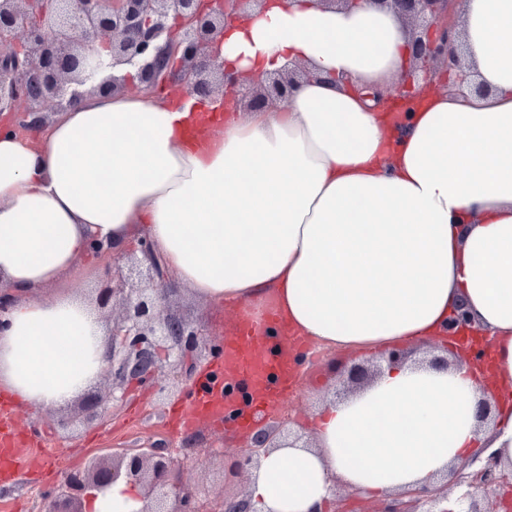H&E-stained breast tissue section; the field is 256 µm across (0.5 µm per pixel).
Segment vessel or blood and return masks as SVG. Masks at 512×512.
Segmentation results:
<instances>
[{
  "instance_id": "b4317fda",
  "label": "vessel or blood",
  "mask_w": 512,
  "mask_h": 512,
  "mask_svg": "<svg viewBox=\"0 0 512 512\" xmlns=\"http://www.w3.org/2000/svg\"><path fill=\"white\" fill-rule=\"evenodd\" d=\"M301 343L277 314L239 312L224 338L222 356L189 397L190 416L223 417L248 428L290 386V349ZM31 453L30 443L12 430L6 404L0 403V467L22 464Z\"/></svg>"
}]
</instances>
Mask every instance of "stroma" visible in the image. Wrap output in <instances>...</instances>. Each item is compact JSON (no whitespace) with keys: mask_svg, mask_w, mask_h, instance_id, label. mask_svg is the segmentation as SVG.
Here are the masks:
<instances>
[{"mask_svg":"<svg viewBox=\"0 0 512 512\" xmlns=\"http://www.w3.org/2000/svg\"><path fill=\"white\" fill-rule=\"evenodd\" d=\"M166 305L187 323L203 325L209 334V345L192 354L191 377H178L171 360L160 358L154 378L122 383L121 400L101 422L83 421L77 407L72 406L68 412L73 415V422L68 427L50 430L46 424L55 418V411L17 410L16 426L25 433L36 434L38 449L20 471L0 480V512H42L44 493L58 485L66 471L83 467L108 448H139L152 442L172 448L183 447L188 440L194 442L182 475L183 483L205 486L212 495L246 497L247 484L234 468L237 450L246 443V436L227 432L220 423H197L176 435L166 426L170 408L188 399L202 373L218 358L221 334L231 314L224 306L198 301L182 287L171 294ZM367 359L362 352L337 350L332 359L300 364L293 395L278 405L289 427L297 432L306 431L316 408L332 396L337 387L331 371L333 361L353 364Z\"/></svg>","mask_w":512,"mask_h":512,"instance_id":"1","label":"stroma"}]
</instances>
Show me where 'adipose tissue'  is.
<instances>
[{"mask_svg":"<svg viewBox=\"0 0 512 512\" xmlns=\"http://www.w3.org/2000/svg\"><path fill=\"white\" fill-rule=\"evenodd\" d=\"M462 32L485 94L437 82L414 111L361 94L409 62V32L373 0L346 11L267 0L219 43L249 76L313 72L286 106L205 123L139 89L68 106L37 140L0 132V388L62 409L102 376L108 332L81 298L92 238L144 231L172 280L213 305H271L307 340L378 353L443 342L466 305L472 349L446 368L384 370L314 414L248 481L251 512H323L336 486L383 499L433 487L467 457L512 465V0H465ZM489 398L492 417L475 409ZM140 486L92 492L85 512H140Z\"/></svg>","mask_w":512,"mask_h":512,"instance_id":"obj_1","label":"adipose tissue"}]
</instances>
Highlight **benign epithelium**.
Masks as SVG:
<instances>
[{
    "label": "benign epithelium",
    "instance_id": "benign-epithelium-1",
    "mask_svg": "<svg viewBox=\"0 0 512 512\" xmlns=\"http://www.w3.org/2000/svg\"><path fill=\"white\" fill-rule=\"evenodd\" d=\"M396 13L412 33L407 74L385 96L394 112H409L422 90L435 78L459 84L470 77L465 48L459 40L460 0H373ZM266 0H0V112L8 128L26 137L45 128L38 105L48 100L71 104L87 93L115 94L138 81L146 90L167 91L184 100L220 97L248 112L288 103L294 90L309 81L308 67L294 63L274 73L234 78L224 70L218 36ZM91 254L107 278L96 301L102 309L119 306L109 327L111 354L105 378L112 388L104 396H88L80 409L87 421L102 419L116 400L114 385L150 378L157 367L156 348L180 375L189 376L190 354L206 345L204 330L166 310L173 291L162 258L148 240L138 249H118L109 242L91 246ZM471 323L458 308L448 319L450 342L462 350L474 345ZM382 363L355 364L340 374L353 392L370 383ZM269 412L264 425L238 450L237 468L250 475L268 448L297 442ZM185 458L163 443L99 455L82 470L69 472L43 512H83L92 490L102 491L124 478L144 491L141 512H248L236 496L209 498L199 487L182 482ZM506 472L490 456L472 472H459L453 483L392 495L373 512H450L439 508L456 491L455 512H491Z\"/></svg>",
    "mask_w": 512,
    "mask_h": 512
}]
</instances>
